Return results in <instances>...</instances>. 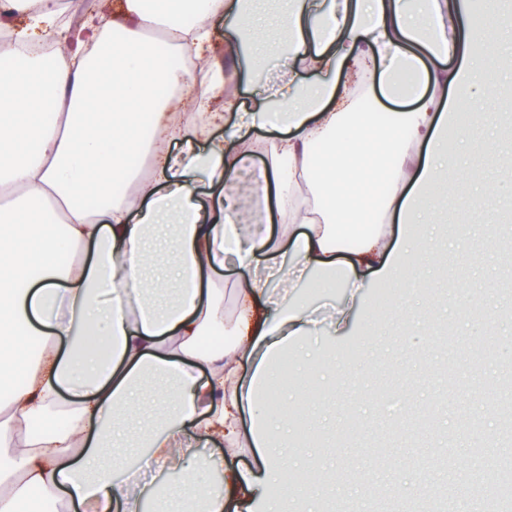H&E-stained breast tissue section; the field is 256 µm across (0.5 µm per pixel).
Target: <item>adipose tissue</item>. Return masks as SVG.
I'll use <instances>...</instances> for the list:
<instances>
[{
    "label": "adipose tissue",
    "mask_w": 512,
    "mask_h": 512,
    "mask_svg": "<svg viewBox=\"0 0 512 512\" xmlns=\"http://www.w3.org/2000/svg\"><path fill=\"white\" fill-rule=\"evenodd\" d=\"M276 22L283 54L315 78L285 103L256 95L232 126L225 55L250 77L266 68V24L246 0H99L76 28L39 0L0 42V512L59 500L144 512L148 499L156 512H288L268 493L288 436L260 416L241 429L240 408L311 336L309 278L397 280L427 246L418 204L460 107L480 121L493 104L480 63L512 15L486 0H286ZM156 28L161 50L146 37ZM48 42L53 53L29 55ZM424 87L417 108L385 111ZM140 157L148 176L130 164ZM379 182L396 246L389 225L365 223L356 191ZM158 235L174 260L149 280ZM228 262L243 272L229 323ZM144 398L156 416L136 439L181 482L125 478L120 456L97 465ZM200 443L223 458L202 459ZM246 446L254 470L225 466ZM203 466L223 471V490Z\"/></svg>",
    "instance_id": "ef3b65f1"
}]
</instances>
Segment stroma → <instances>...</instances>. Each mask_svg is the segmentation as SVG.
<instances>
[{
    "label": "stroma",
    "instance_id": "35a3bbf8",
    "mask_svg": "<svg viewBox=\"0 0 512 512\" xmlns=\"http://www.w3.org/2000/svg\"><path fill=\"white\" fill-rule=\"evenodd\" d=\"M494 54L483 67L496 92L493 114L488 123L471 124L467 143L445 158L425 211L434 248L405 268L415 284L411 302L375 300L378 285L366 280L346 335L327 328L312 336L309 352L289 354L290 375L275 401L294 412L305 433L283 451L288 492L297 498L303 488L313 489L321 512H346L350 496L369 512H384L391 484L369 488L363 481L369 468L411 484L425 465L447 473L441 486L447 497L480 490L468 479L474 457L504 454L512 443V420L475 431L458 424L461 414L491 412L490 383L512 385V356L503 353L512 346V191L500 192L482 212L468 204L486 174L512 175V67L501 64L512 56V36L502 37ZM492 137L497 146L491 150ZM493 222L501 232L490 239L483 227ZM458 285L496 293L497 313L484 304L459 311ZM410 331L421 337L406 360L400 346ZM474 344L492 347L493 362L470 366L464 353ZM316 360L324 371L352 379V386L317 380L311 373ZM303 454L324 466L322 481L298 464Z\"/></svg>",
    "mask_w": 512,
    "mask_h": 512
}]
</instances>
